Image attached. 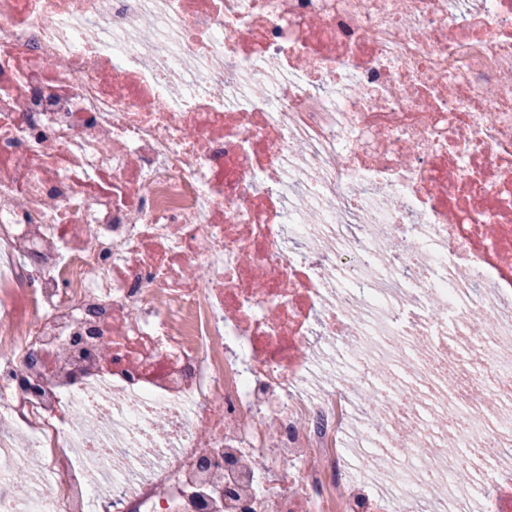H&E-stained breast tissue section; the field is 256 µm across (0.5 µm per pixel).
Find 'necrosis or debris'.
Instances as JSON below:
<instances>
[{"mask_svg": "<svg viewBox=\"0 0 512 512\" xmlns=\"http://www.w3.org/2000/svg\"><path fill=\"white\" fill-rule=\"evenodd\" d=\"M476 496L512 512V0H0V512Z\"/></svg>", "mask_w": 512, "mask_h": 512, "instance_id": "necrosis-or-debris-1", "label": "necrosis or debris"}]
</instances>
